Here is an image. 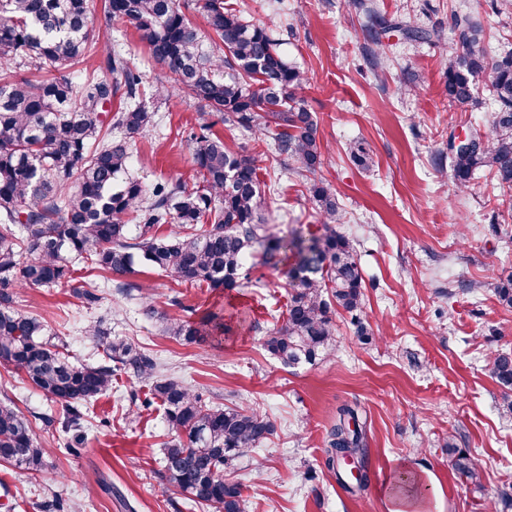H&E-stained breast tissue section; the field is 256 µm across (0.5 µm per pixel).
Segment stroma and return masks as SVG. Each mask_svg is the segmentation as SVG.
I'll use <instances>...</instances> for the list:
<instances>
[{"label":"stroma","mask_w":512,"mask_h":512,"mask_svg":"<svg viewBox=\"0 0 512 512\" xmlns=\"http://www.w3.org/2000/svg\"><path fill=\"white\" fill-rule=\"evenodd\" d=\"M389 20L429 28L454 13L480 22L492 57L512 50V13L498 0H375ZM237 10L286 39L287 59L309 82L297 97L318 120L330 147L316 176L330 184L342 215L338 229L354 244L362 269L361 317L372 337L361 340L344 311L334 318L336 347L321 362L283 365L264 348L285 309L281 267L254 257L247 279L231 291L176 282L151 268L131 274L139 289L118 292L121 278L79 269L97 281L93 306L70 289L21 288L19 309L43 317L65 343L71 362H97L102 343L85 329L100 326L108 339L144 348L207 404L249 406L267 414L277 431L228 470L242 486L246 512H390L384 485L398 467L418 474L424 512H502L512 494V419L501 417L503 387L493 377L495 353L512 352V308L495 289L512 275V210L493 173H476L468 191L455 188L449 137L481 134L494 106L490 79L477 84V103L462 109L448 100L447 55L425 41L384 39L379 64L364 59L363 17L350 0H233ZM112 45L155 84L164 70L147 65L148 51L133 30L112 25ZM157 127L137 140L131 170L147 184L177 178L191 167L186 121L200 110L192 98L158 101ZM225 144L260 155L268 228L276 236L321 232L307 177L285 170L270 139L220 126ZM359 142L368 167L346 154ZM167 316L223 314L233 330L221 342L190 344L163 333L145 303ZM145 383L115 377L88 404L81 440L63 427L62 409L26 376L0 365V400L10 399L49 450L41 471L0 462V512H210L162 485L163 448L171 436L160 404L134 408ZM355 408L365 431L369 483L351 493L326 465L328 432L338 409ZM455 445L482 473L474 485L448 457Z\"/></svg>","instance_id":"obj_1"}]
</instances>
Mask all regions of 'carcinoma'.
<instances>
[{
    "label": "carcinoma",
    "instance_id": "obj_1",
    "mask_svg": "<svg viewBox=\"0 0 512 512\" xmlns=\"http://www.w3.org/2000/svg\"><path fill=\"white\" fill-rule=\"evenodd\" d=\"M362 32L379 44L377 29L410 40H441L442 31L389 23L373 4L355 0ZM206 29L188 15V0H106L104 27L120 22L137 33L150 57L165 69L152 96L187 95L218 121L191 132L192 184L178 177L148 186L130 173L137 138L156 123L144 101L146 74L96 36L88 0H0V364L23 373L34 387L61 404L67 426L77 427L81 407L97 400L112 379L127 375L148 383L149 397L165 408L171 437L164 445L160 478L189 500L214 512H244L241 486L224 471L275 433L274 423L247 407H214L181 379L133 344L106 343L105 358L74 365L40 318L17 307L18 288L68 286L88 304L97 289L75 277L74 263L119 275L138 264L178 282L213 291L239 286L253 249L279 263L290 287L281 325L267 336L270 355L291 366L314 365L336 344L335 309L349 315L359 336L363 277L352 241L340 223L332 187L321 179L307 186L319 210L322 232L304 239L276 238L265 222L266 191L261 158L224 144L217 122L268 135L275 153L296 173L315 174L328 146L318 122L295 97L306 76L288 63L282 42L252 24L226 0H198ZM448 50V100L475 101L473 79L490 74L495 107L485 135L449 151L459 189L487 169L512 193V54L491 61L479 48L483 29L469 15L453 14ZM92 69H76L98 52ZM169 224L164 238L156 226ZM163 333L187 343L227 331L224 318L208 311L198 320L170 319L148 303ZM492 374L507 392L502 410L512 415V353L499 352ZM351 407L339 410L329 432L327 467L343 455L364 457L362 430ZM455 466L476 485L481 472L463 453ZM47 449L32 436L11 403L0 402V462L26 470L43 466Z\"/></svg>",
    "mask_w": 512,
    "mask_h": 512
}]
</instances>
